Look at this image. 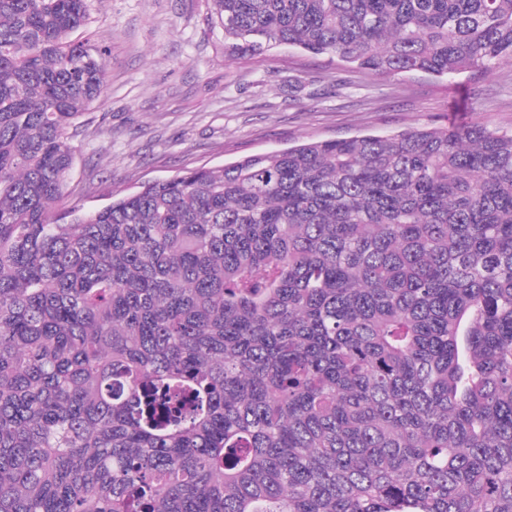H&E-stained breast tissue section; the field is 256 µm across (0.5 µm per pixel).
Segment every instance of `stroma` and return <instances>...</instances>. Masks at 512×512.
I'll return each instance as SVG.
<instances>
[{"mask_svg": "<svg viewBox=\"0 0 512 512\" xmlns=\"http://www.w3.org/2000/svg\"><path fill=\"white\" fill-rule=\"evenodd\" d=\"M76 40L105 51L104 90L77 121L53 215L91 211L141 183L365 131L478 123L512 130V62L437 79L376 76L282 46L224 55L212 0H88Z\"/></svg>", "mask_w": 512, "mask_h": 512, "instance_id": "stroma-1", "label": "stroma"}]
</instances>
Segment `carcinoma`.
<instances>
[{
    "label": "carcinoma",
    "mask_w": 512,
    "mask_h": 512,
    "mask_svg": "<svg viewBox=\"0 0 512 512\" xmlns=\"http://www.w3.org/2000/svg\"><path fill=\"white\" fill-rule=\"evenodd\" d=\"M224 55L512 58V0H213ZM0 0V512H512V133L309 141L62 224L104 53Z\"/></svg>",
    "instance_id": "carcinoma-1"
}]
</instances>
